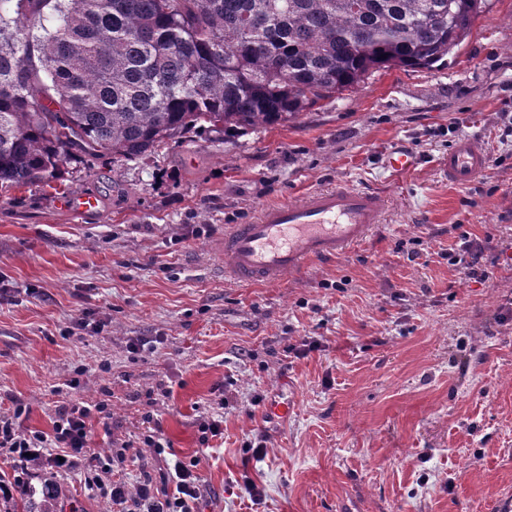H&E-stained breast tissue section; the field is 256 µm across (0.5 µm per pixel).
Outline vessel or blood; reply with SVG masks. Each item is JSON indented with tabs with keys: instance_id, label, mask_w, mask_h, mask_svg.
Here are the masks:
<instances>
[{
	"instance_id": "obj_1",
	"label": "vessel or blood",
	"mask_w": 512,
	"mask_h": 512,
	"mask_svg": "<svg viewBox=\"0 0 512 512\" xmlns=\"http://www.w3.org/2000/svg\"><path fill=\"white\" fill-rule=\"evenodd\" d=\"M487 163L478 139L463 136L449 148L440 173L465 186ZM387 207L385 194L352 184L312 189L298 201L265 206L250 223L225 234L224 275L244 285L277 282L309 262L336 258L373 232Z\"/></svg>"
}]
</instances>
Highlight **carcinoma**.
Wrapping results in <instances>:
<instances>
[{"mask_svg":"<svg viewBox=\"0 0 512 512\" xmlns=\"http://www.w3.org/2000/svg\"><path fill=\"white\" fill-rule=\"evenodd\" d=\"M489 0H0V194L72 155L297 119L369 71L448 63ZM3 512H57L26 482Z\"/></svg>","mask_w":512,"mask_h":512,"instance_id":"obj_1","label":"carcinoma"}]
</instances>
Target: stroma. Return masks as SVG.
<instances>
[{"label":"stroma","mask_w":512,"mask_h":512,"mask_svg":"<svg viewBox=\"0 0 512 512\" xmlns=\"http://www.w3.org/2000/svg\"><path fill=\"white\" fill-rule=\"evenodd\" d=\"M507 112L512 0H491L445 67L371 72L228 141L194 133L144 160L72 158L52 186L0 197V413L21 400L24 425L47 432L57 405L108 399L110 424L88 434L103 455L153 416L168 443L156 468L198 459L201 512H499L512 497ZM464 135L501 164L455 187L438 164ZM398 147L413 171L386 167ZM343 183L388 197L372 237L274 284L225 280V229ZM87 193L96 210L72 207ZM467 243L498 258L488 280L449 263ZM85 316L98 332L78 326ZM308 338L318 349L296 355ZM136 340L154 351L130 353ZM218 415L222 435L202 441V417ZM26 479L56 482L62 512H107L83 469Z\"/></svg>","instance_id":"obj_1"}]
</instances>
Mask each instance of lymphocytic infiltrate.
<instances>
[{"label": "lymphocytic infiltrate", "mask_w": 512, "mask_h": 512, "mask_svg": "<svg viewBox=\"0 0 512 512\" xmlns=\"http://www.w3.org/2000/svg\"><path fill=\"white\" fill-rule=\"evenodd\" d=\"M26 408L15 403L12 415H0V448L19 466L40 463L70 469L83 466L89 486L100 491L109 512H199L202 478L197 460H178L170 465L173 491L161 492L150 477L152 461L161 457L164 438L160 424L142 433L132 454L120 455L118 463L104 461L88 446V427L96 415L111 416L108 403L69 401L58 406L51 432L25 428L20 418ZM136 464L143 479L130 485L123 463Z\"/></svg>", "instance_id": "1"}]
</instances>
